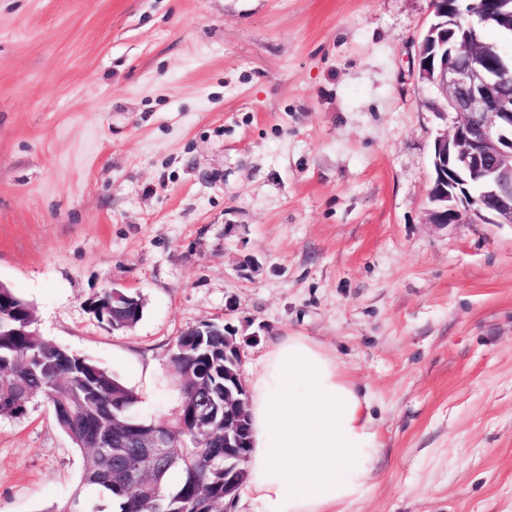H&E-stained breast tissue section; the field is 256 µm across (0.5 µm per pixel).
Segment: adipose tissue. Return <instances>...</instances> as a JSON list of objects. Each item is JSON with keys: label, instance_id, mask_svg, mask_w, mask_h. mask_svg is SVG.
<instances>
[{"label": "adipose tissue", "instance_id": "obj_1", "mask_svg": "<svg viewBox=\"0 0 512 512\" xmlns=\"http://www.w3.org/2000/svg\"><path fill=\"white\" fill-rule=\"evenodd\" d=\"M248 394L244 496L258 512H343L374 487L372 398L321 344L298 333L272 339Z\"/></svg>", "mask_w": 512, "mask_h": 512}]
</instances>
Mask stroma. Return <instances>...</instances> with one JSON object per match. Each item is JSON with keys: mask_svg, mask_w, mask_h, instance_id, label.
<instances>
[{"mask_svg": "<svg viewBox=\"0 0 512 512\" xmlns=\"http://www.w3.org/2000/svg\"><path fill=\"white\" fill-rule=\"evenodd\" d=\"M432 0H0V282L46 341L164 423L182 333L231 321L249 375L300 333L373 398L346 512H512V226L429 220L453 117L419 79ZM140 293L129 330L87 310ZM81 453L0 417V512H52Z\"/></svg>", "mask_w": 512, "mask_h": 512, "instance_id": "obj_1", "label": "stroma"}]
</instances>
